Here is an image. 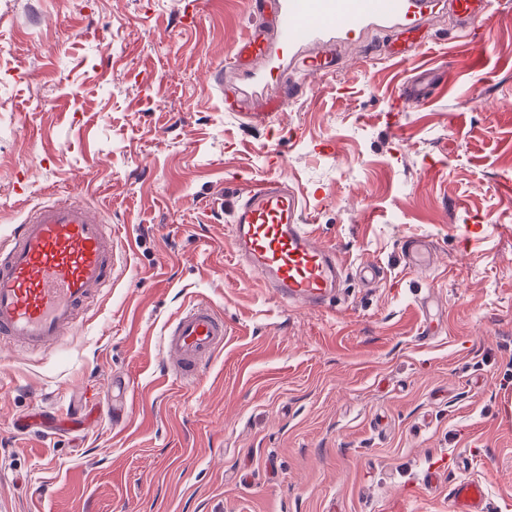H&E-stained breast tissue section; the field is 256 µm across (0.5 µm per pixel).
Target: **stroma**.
<instances>
[{
	"label": "stroma",
	"mask_w": 512,
	"mask_h": 512,
	"mask_svg": "<svg viewBox=\"0 0 512 512\" xmlns=\"http://www.w3.org/2000/svg\"><path fill=\"white\" fill-rule=\"evenodd\" d=\"M246 2L0 0V240L77 195L119 249L68 336L0 343V512H449L460 458L512 512V0L474 22L477 59L448 0H416L293 45L261 23L264 66L228 68ZM428 67L443 81L396 111ZM271 150L345 269L321 311L237 266L230 213ZM411 236L430 270L407 268ZM196 300L227 337L187 386L162 336Z\"/></svg>",
	"instance_id": "35a3bbf8"
}]
</instances>
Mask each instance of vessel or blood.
<instances>
[{"label":"vessel or blood","instance_id":"b4317fda","mask_svg":"<svg viewBox=\"0 0 512 512\" xmlns=\"http://www.w3.org/2000/svg\"><path fill=\"white\" fill-rule=\"evenodd\" d=\"M270 20L283 40L296 43L318 29L354 30L372 16L400 17L409 0H269ZM490 0H448V14L461 31L485 13ZM234 58L263 64L253 36L237 39ZM438 80L427 69L403 85L395 108L418 107ZM304 201L287 181L272 177L247 184L234 209L230 233L244 272L289 304L320 309L331 301L343 268L336 249L317 242L301 216ZM409 268L430 264L424 241L405 242ZM116 245L108 217L81 198L33 207L0 244V340L30 348L56 343L76 324L85 305L108 288ZM224 319L206 302L182 309L164 333L169 366L191 384L224 348ZM451 512H491L482 482L461 475L448 487Z\"/></svg>","mask_w":512,"mask_h":512}]
</instances>
